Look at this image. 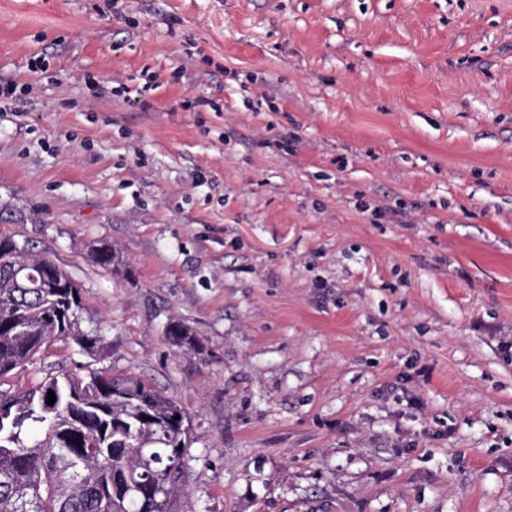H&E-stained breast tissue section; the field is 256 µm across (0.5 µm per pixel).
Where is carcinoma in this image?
I'll return each instance as SVG.
<instances>
[{"label":"carcinoma","mask_w":512,"mask_h":512,"mask_svg":"<svg viewBox=\"0 0 512 512\" xmlns=\"http://www.w3.org/2000/svg\"><path fill=\"white\" fill-rule=\"evenodd\" d=\"M15 259L21 279L0 269V379L53 342L96 355L104 336L82 327L78 284L56 266L53 287L44 288L39 266L51 259L25 247ZM90 260L121 265L108 244L92 248ZM166 335L179 349L195 347L179 322ZM180 414L172 397L143 380L93 369L0 392V512H169L189 451L190 433L174 423Z\"/></svg>","instance_id":"cac0c4a2"}]
</instances>
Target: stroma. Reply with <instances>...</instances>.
Masks as SVG:
<instances>
[{"instance_id":"obj_1","label":"stroma","mask_w":512,"mask_h":512,"mask_svg":"<svg viewBox=\"0 0 512 512\" xmlns=\"http://www.w3.org/2000/svg\"><path fill=\"white\" fill-rule=\"evenodd\" d=\"M0 79V238L106 338L0 388L174 398L172 512H512V0H0Z\"/></svg>"}]
</instances>
